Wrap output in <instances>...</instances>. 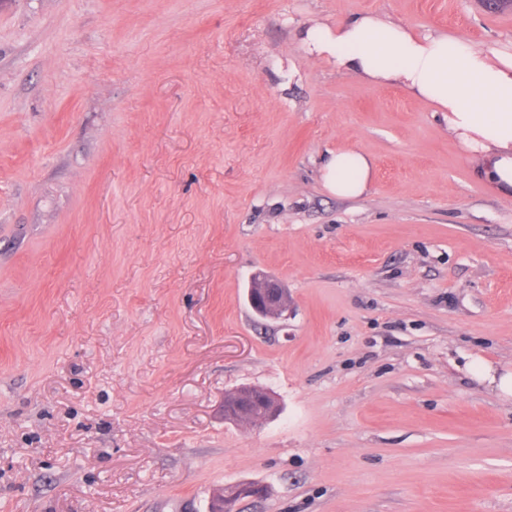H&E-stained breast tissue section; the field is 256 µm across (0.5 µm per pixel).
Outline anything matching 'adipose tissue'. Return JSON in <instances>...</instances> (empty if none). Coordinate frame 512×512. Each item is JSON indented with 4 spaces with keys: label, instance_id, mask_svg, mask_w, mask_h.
<instances>
[{
    "label": "adipose tissue",
    "instance_id": "ef3b65f1",
    "mask_svg": "<svg viewBox=\"0 0 512 512\" xmlns=\"http://www.w3.org/2000/svg\"><path fill=\"white\" fill-rule=\"evenodd\" d=\"M300 42L350 75L398 85L446 114L479 180L512 199V42L477 47L464 35L422 34L376 13L311 25ZM372 172L364 152L339 149L323 163L321 180L332 195L354 199L368 190Z\"/></svg>",
    "mask_w": 512,
    "mask_h": 512
}]
</instances>
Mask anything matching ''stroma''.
Instances as JSON below:
<instances>
[{
    "label": "stroma",
    "instance_id": "35a3bbf8",
    "mask_svg": "<svg viewBox=\"0 0 512 512\" xmlns=\"http://www.w3.org/2000/svg\"><path fill=\"white\" fill-rule=\"evenodd\" d=\"M373 12L512 40V0H0V512H512V398L469 368L512 370V200L297 41ZM242 387L278 415L225 420ZM373 161L355 148L331 152L321 167V180L325 189L341 199L361 197L372 180ZM251 282H256L249 291L248 301L251 309L263 318L278 319L288 312V292L280 281L263 273L252 276Z\"/></svg>",
    "mask_w": 512,
    "mask_h": 512
}]
</instances>
